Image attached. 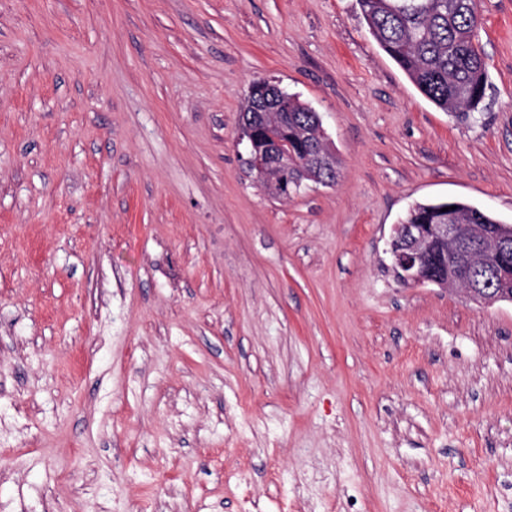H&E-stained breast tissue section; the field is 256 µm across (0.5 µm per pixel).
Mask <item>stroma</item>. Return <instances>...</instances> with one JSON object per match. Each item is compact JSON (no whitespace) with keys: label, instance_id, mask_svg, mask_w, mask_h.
<instances>
[{"label":"stroma","instance_id":"stroma-1","mask_svg":"<svg viewBox=\"0 0 512 512\" xmlns=\"http://www.w3.org/2000/svg\"><path fill=\"white\" fill-rule=\"evenodd\" d=\"M437 109L356 0H0V512H512V303L404 286L418 202L512 224V0ZM319 113L268 195L239 117ZM268 94H271V97ZM270 98L272 99L266 106L261 107V104ZM243 112L256 113L248 121L241 120L240 130L242 140L246 139L248 143V156L245 163L250 170L256 172L265 189L272 182L277 194L287 197L296 192L297 179L323 186L336 183L339 173V160L336 156H330L323 164L310 163L324 159L323 153L316 149L310 152L309 149V141L313 138L319 122L318 113L312 107L286 90L270 92L264 87L257 86L249 94ZM269 112H281L280 115L288 118V136L284 132L283 123L275 122ZM260 130L265 135L263 145L258 138ZM288 138H291L293 145ZM294 148L300 157L307 152L310 153L303 159H299ZM304 164L308 165L289 171ZM271 175H275L276 178L288 177V193L279 184V180L273 181Z\"/></svg>","mask_w":512,"mask_h":512}]
</instances>
